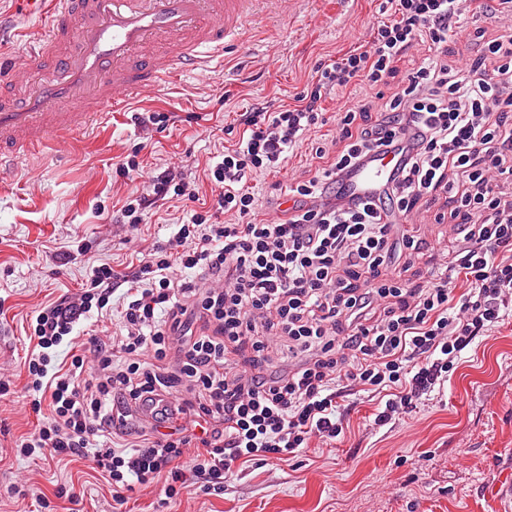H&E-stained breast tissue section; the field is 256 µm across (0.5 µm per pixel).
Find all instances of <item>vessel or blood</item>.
I'll return each instance as SVG.
<instances>
[{
    "label": "vessel or blood",
    "mask_w": 512,
    "mask_h": 512,
    "mask_svg": "<svg viewBox=\"0 0 512 512\" xmlns=\"http://www.w3.org/2000/svg\"><path fill=\"white\" fill-rule=\"evenodd\" d=\"M44 21L25 53H0V157L23 158L48 142L108 121L171 74L208 69L245 24L281 17L288 0H22Z\"/></svg>",
    "instance_id": "b4317fda"
}]
</instances>
